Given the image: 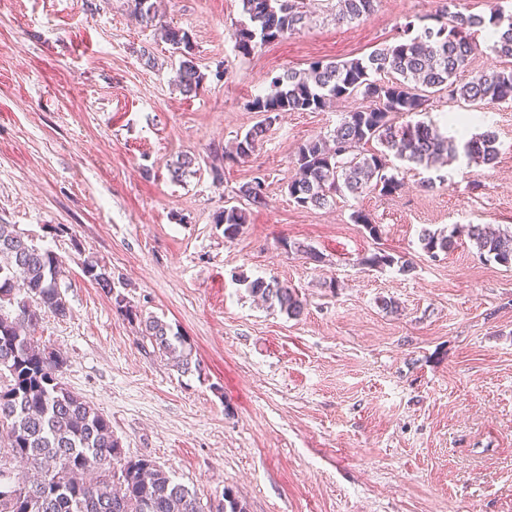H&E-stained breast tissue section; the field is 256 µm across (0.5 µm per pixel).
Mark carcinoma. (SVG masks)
<instances>
[{
	"label": "carcinoma",
	"mask_w": 512,
	"mask_h": 512,
	"mask_svg": "<svg viewBox=\"0 0 512 512\" xmlns=\"http://www.w3.org/2000/svg\"><path fill=\"white\" fill-rule=\"evenodd\" d=\"M132 12L145 24H156L152 0H128ZM250 25L237 32L236 47L246 55L257 42L271 43L303 27L308 18L305 0H241ZM375 0H338L336 21L351 22L373 11ZM436 25L414 31V24L400 26L401 40L373 50L360 59L317 60L309 68L288 72L273 81L274 91L256 96L250 108L265 118L224 150V160L249 158L268 128L284 112H317L333 99L360 95L371 102L363 110L342 115L332 139L319 137L298 146L295 153L299 177L288 183V194L300 207L324 208L336 196L353 197L367 191L391 196L404 187L398 168H389L388 157L426 169L458 149L476 163L491 164L498 155L490 134L474 136L462 147L425 122L397 125L396 116L425 110L429 94L446 90L460 100L498 102L512 99V17L494 5L489 16L450 11L435 17ZM488 30L492 50L511 65L471 76L457 83L477 49V34ZM161 40L178 55L173 82L187 95L202 88L204 75L194 61L188 31L159 25ZM389 75L383 80L380 75ZM376 142L380 149L363 146ZM195 166L184 154L169 165L171 179L180 181ZM239 197L251 205L265 201V181L255 178L240 186ZM224 237L235 238L246 224L238 206L224 208L217 219ZM479 256L512 268V230L490 231L481 224L466 230ZM456 231L421 230L422 249L436 256L455 245ZM283 246L313 262L322 260L302 242ZM371 267L411 266L386 252L363 259ZM60 255L41 248L14 224H0V512H204L196 492L175 482L148 458H128L104 414L69 390L60 380L65 361L35 339L41 315L57 318L69 314L57 275ZM84 274L103 291L114 295L118 311L130 322L144 325L149 339L174 365L185 372L192 365V347L171 326L154 317L141 319L124 295L113 293L112 276L98 261L81 262ZM250 295L291 319L304 313L296 290L276 278H243ZM23 465L11 477L10 462ZM215 512H246L229 488L224 489Z\"/></svg>",
	"instance_id": "cac0c4a2"
}]
</instances>
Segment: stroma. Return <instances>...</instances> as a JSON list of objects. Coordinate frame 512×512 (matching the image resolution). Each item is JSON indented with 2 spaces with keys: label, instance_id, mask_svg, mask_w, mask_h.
<instances>
[{
  "label": "stroma",
  "instance_id": "obj_1",
  "mask_svg": "<svg viewBox=\"0 0 512 512\" xmlns=\"http://www.w3.org/2000/svg\"><path fill=\"white\" fill-rule=\"evenodd\" d=\"M310 3L303 28L243 55L241 0H158L206 76L188 96L172 82L177 56L127 0H0V224L65 259L70 312L42 315L36 336L126 457L155 461L202 503L228 488L247 512H512V268L479 259L464 236L436 258L419 241L425 227L512 228V102L443 92L418 115L451 138L452 113L495 132L493 164L460 155L409 171L392 196L299 207L288 195L298 146L366 102L282 113L251 157L226 162L262 119L252 99L311 62L394 43L398 23L428 24L446 0H376L344 24L336 0ZM184 153L197 165L176 182L168 166ZM261 174L265 205L247 206L226 240L217 215ZM357 209L379 237L353 222ZM380 250L412 270L363 265ZM84 257L143 316L186 336L199 370L172 367L85 276ZM242 274L295 288L303 315L255 301Z\"/></svg>",
  "mask_w": 512,
  "mask_h": 512
}]
</instances>
